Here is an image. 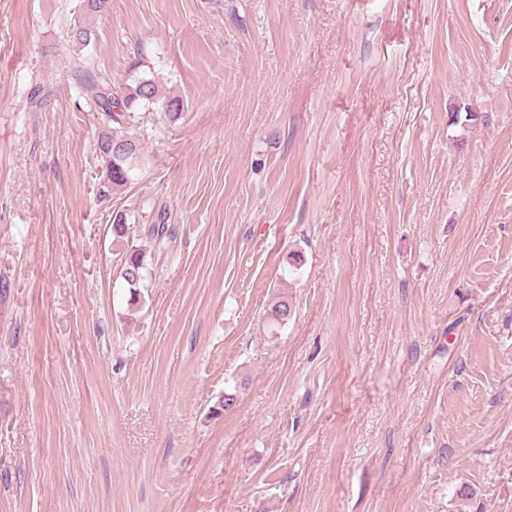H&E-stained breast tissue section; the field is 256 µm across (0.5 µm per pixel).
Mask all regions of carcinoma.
I'll return each mask as SVG.
<instances>
[{"label":"carcinoma","mask_w":512,"mask_h":512,"mask_svg":"<svg viewBox=\"0 0 512 512\" xmlns=\"http://www.w3.org/2000/svg\"><path fill=\"white\" fill-rule=\"evenodd\" d=\"M68 41L77 48L78 61L74 69L79 72V91L86 105L98 113L96 151L103 163L105 185L113 190L125 187L132 180L140 139L126 127V114L140 109L159 112L160 118L177 120L184 104L177 97L161 93L158 84L147 78L129 82L110 80L96 73L95 59L90 51L97 41L96 30L83 22H76L66 32ZM146 264L139 251H129L121 257L119 276L129 288L131 297L140 294L145 280ZM292 313L286 297H280L265 311L267 322L273 326L288 322Z\"/></svg>","instance_id":"1"}]
</instances>
